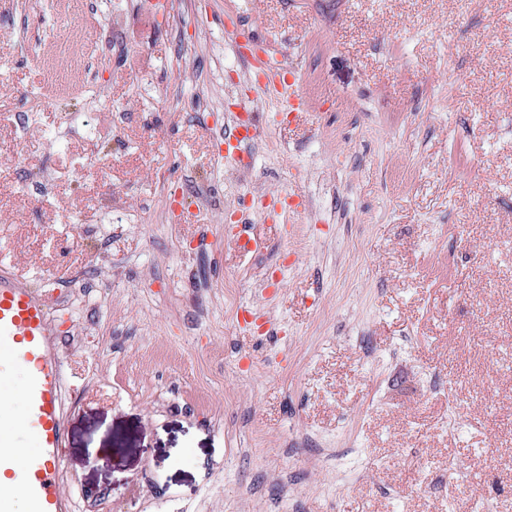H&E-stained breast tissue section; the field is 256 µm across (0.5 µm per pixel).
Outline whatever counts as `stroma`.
<instances>
[{"mask_svg":"<svg viewBox=\"0 0 512 512\" xmlns=\"http://www.w3.org/2000/svg\"><path fill=\"white\" fill-rule=\"evenodd\" d=\"M240 28L304 111L255 97ZM63 56L95 82L62 91ZM93 98L154 120L51 145ZM241 102L248 169L217 142ZM29 103L24 140L0 122V271L49 302L71 512H512V0H0V114ZM244 209L260 251L226 235Z\"/></svg>","mask_w":512,"mask_h":512,"instance_id":"stroma-1","label":"stroma"}]
</instances>
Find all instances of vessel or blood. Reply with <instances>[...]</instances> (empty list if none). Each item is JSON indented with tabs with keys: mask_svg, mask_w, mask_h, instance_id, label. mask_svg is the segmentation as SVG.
Here are the masks:
<instances>
[{
	"mask_svg": "<svg viewBox=\"0 0 512 512\" xmlns=\"http://www.w3.org/2000/svg\"><path fill=\"white\" fill-rule=\"evenodd\" d=\"M252 66L275 74L274 86L262 94L298 101L293 72L274 69L268 56L252 58ZM221 139L234 154L247 151L253 135L238 122L226 125ZM13 359L27 368L24 426L41 451L35 456L0 454V512L12 491H20L27 512H69L58 473L64 447V415L60 401L62 362L52 347L45 301L9 274L0 275V362Z\"/></svg>",
	"mask_w": 512,
	"mask_h": 512,
	"instance_id": "1",
	"label": "vessel or blood"
}]
</instances>
